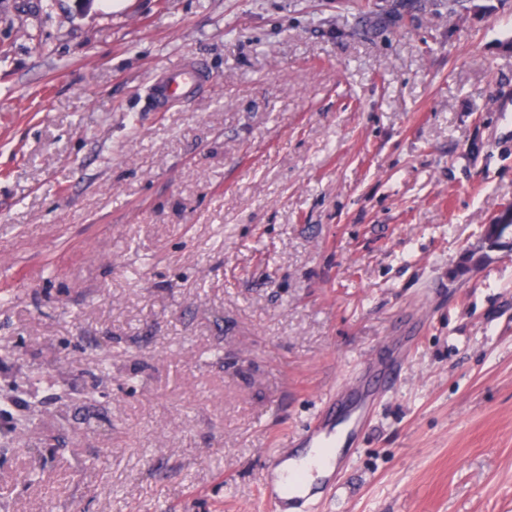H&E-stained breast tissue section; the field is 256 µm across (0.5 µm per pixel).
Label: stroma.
<instances>
[{
	"label": "stroma",
	"instance_id": "35a3bbf8",
	"mask_svg": "<svg viewBox=\"0 0 512 512\" xmlns=\"http://www.w3.org/2000/svg\"><path fill=\"white\" fill-rule=\"evenodd\" d=\"M397 1L8 0L0 512H269V455L397 349L307 512H512V0ZM201 66L190 65L173 70L164 80L151 84L148 92L149 105L158 109L169 102L183 99L203 79L204 71ZM510 232V240L506 241V235ZM483 242L490 247H507L512 250V207H504L492 220L485 224Z\"/></svg>",
	"mask_w": 512,
	"mask_h": 512
}]
</instances>
